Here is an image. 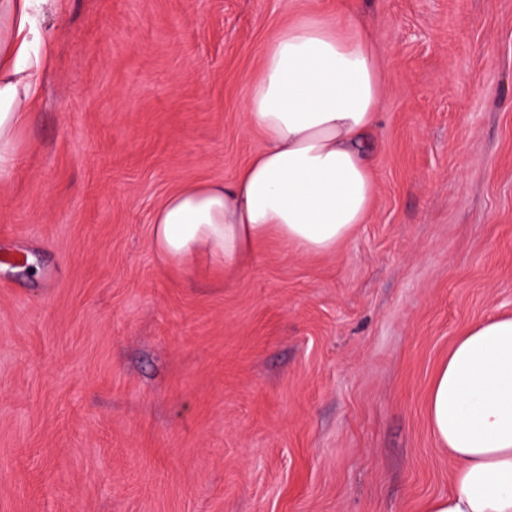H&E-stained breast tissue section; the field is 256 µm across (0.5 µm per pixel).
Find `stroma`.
I'll list each match as a JSON object with an SVG mask.
<instances>
[{
    "instance_id": "obj_1",
    "label": "stroma",
    "mask_w": 512,
    "mask_h": 512,
    "mask_svg": "<svg viewBox=\"0 0 512 512\" xmlns=\"http://www.w3.org/2000/svg\"><path fill=\"white\" fill-rule=\"evenodd\" d=\"M309 16L380 53L371 217L332 254L183 276L152 213L262 148L260 53ZM49 28L0 180V512L448 494L432 379L465 326L512 315V0H62Z\"/></svg>"
}]
</instances>
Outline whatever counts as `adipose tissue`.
<instances>
[{
	"instance_id": "ef3b65f1",
	"label": "adipose tissue",
	"mask_w": 512,
	"mask_h": 512,
	"mask_svg": "<svg viewBox=\"0 0 512 512\" xmlns=\"http://www.w3.org/2000/svg\"><path fill=\"white\" fill-rule=\"evenodd\" d=\"M58 0H0V179L38 100L53 52ZM383 92L379 54L360 27L309 17L264 47L244 102L263 148L228 182L185 186L152 216L163 259L234 270L270 238L331 254L366 223L369 156ZM428 420L453 461L454 488L426 512H512V316L469 325L436 371Z\"/></svg>"
}]
</instances>
